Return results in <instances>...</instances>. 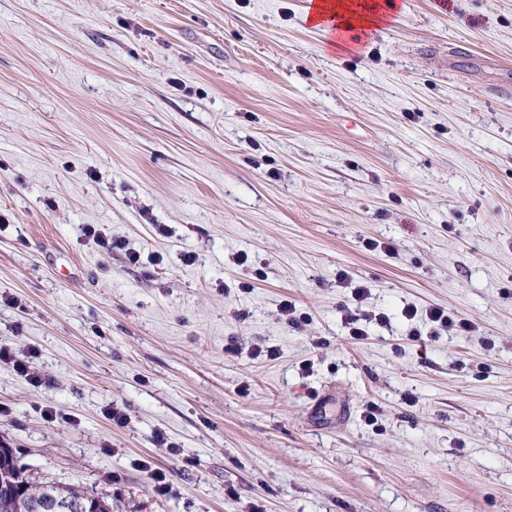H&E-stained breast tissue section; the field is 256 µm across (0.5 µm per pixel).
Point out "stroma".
<instances>
[{
    "label": "stroma",
    "mask_w": 512,
    "mask_h": 512,
    "mask_svg": "<svg viewBox=\"0 0 512 512\" xmlns=\"http://www.w3.org/2000/svg\"><path fill=\"white\" fill-rule=\"evenodd\" d=\"M308 2L0 0V344L47 379L0 363V445L33 479L114 512H512V0H396L342 53ZM341 272L389 327L350 339ZM408 304L479 330L414 340ZM84 236L92 239V241L100 247L102 250L112 252V250H126V256L129 262L135 264L140 259L138 251H131L126 249L125 241L119 238H112L111 235L107 234L104 227H100L97 224H87L83 228Z\"/></svg>",
    "instance_id": "35a3bbf8"
}]
</instances>
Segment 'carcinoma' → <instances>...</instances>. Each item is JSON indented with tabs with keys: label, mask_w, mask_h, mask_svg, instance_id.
Returning a JSON list of instances; mask_svg holds the SVG:
<instances>
[{
	"label": "carcinoma",
	"mask_w": 512,
	"mask_h": 512,
	"mask_svg": "<svg viewBox=\"0 0 512 512\" xmlns=\"http://www.w3.org/2000/svg\"><path fill=\"white\" fill-rule=\"evenodd\" d=\"M0 512H112V503L74 484L35 482L14 456L0 448Z\"/></svg>",
	"instance_id": "obj_1"
}]
</instances>
